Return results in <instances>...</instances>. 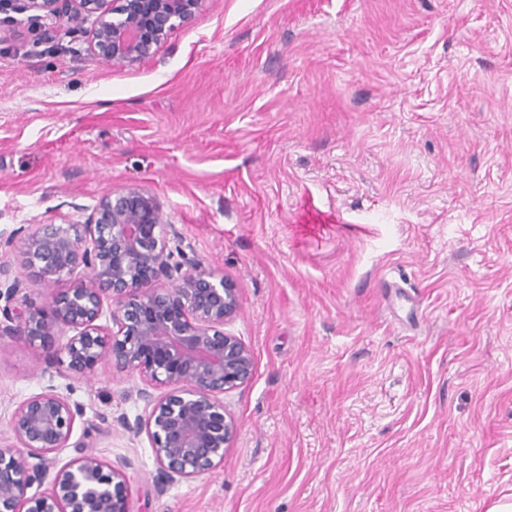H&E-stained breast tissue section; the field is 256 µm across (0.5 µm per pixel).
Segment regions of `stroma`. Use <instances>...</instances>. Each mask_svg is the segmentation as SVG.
I'll list each match as a JSON object with an SVG mask.
<instances>
[{
  "label": "stroma",
  "instance_id": "obj_1",
  "mask_svg": "<svg viewBox=\"0 0 512 512\" xmlns=\"http://www.w3.org/2000/svg\"><path fill=\"white\" fill-rule=\"evenodd\" d=\"M0 50L8 239L139 183L161 236L231 281L250 381L213 474L162 483L139 373L0 337L25 399L83 413L130 512H488L512 497V0H206L144 63Z\"/></svg>",
  "mask_w": 512,
  "mask_h": 512
}]
</instances>
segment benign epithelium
Returning a JSON list of instances; mask_svg holds the SVG:
<instances>
[{
	"instance_id": "obj_1",
	"label": "benign epithelium",
	"mask_w": 512,
	"mask_h": 512,
	"mask_svg": "<svg viewBox=\"0 0 512 512\" xmlns=\"http://www.w3.org/2000/svg\"><path fill=\"white\" fill-rule=\"evenodd\" d=\"M206 0H0V44L27 21L38 41L78 55V37L112 69L155 56L178 27L192 24ZM163 214L156 197L128 183L101 198L90 223L38 224L16 244L35 284L49 291L37 303L0 264V335L17 336L41 354L65 356L78 375L102 361L135 371L171 391L138 390L148 418L129 430L146 431L168 481L213 473L238 431L219 395L247 383L254 371L250 350L224 324L239 310L238 289L195 263L182 272V249L171 250L156 229ZM161 279L172 281L156 288ZM70 287L54 289L60 282ZM104 319L108 324L101 325ZM73 332L60 342L65 331ZM81 408L52 389L13 412L12 444L0 448V512H129L125 471L94 451L59 467L51 487L40 485L56 454L69 447Z\"/></svg>"
}]
</instances>
